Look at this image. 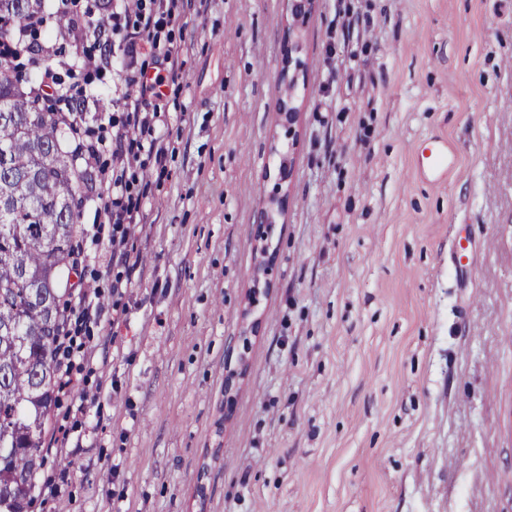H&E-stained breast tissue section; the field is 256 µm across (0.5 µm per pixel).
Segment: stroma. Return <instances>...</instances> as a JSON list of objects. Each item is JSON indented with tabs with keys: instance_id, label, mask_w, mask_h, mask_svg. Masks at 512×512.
Listing matches in <instances>:
<instances>
[{
	"instance_id": "1",
	"label": "stroma",
	"mask_w": 512,
	"mask_h": 512,
	"mask_svg": "<svg viewBox=\"0 0 512 512\" xmlns=\"http://www.w3.org/2000/svg\"><path fill=\"white\" fill-rule=\"evenodd\" d=\"M173 2L166 160L134 165V267L100 214L111 173L83 205L101 313L46 424L80 444L47 456L33 512H512V0H318L292 145L286 0ZM58 75L100 101L88 137L110 132V75ZM437 139L455 164L430 180ZM294 172V158L283 156L279 165L268 169L265 173L266 181L271 184L265 205L261 208L256 225V237L262 242H267L270 225L275 224V214H283L288 200V186Z\"/></svg>"
}]
</instances>
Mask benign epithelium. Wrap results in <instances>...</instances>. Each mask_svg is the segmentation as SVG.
I'll return each instance as SVG.
<instances>
[{"label": "benign epithelium", "mask_w": 512, "mask_h": 512, "mask_svg": "<svg viewBox=\"0 0 512 512\" xmlns=\"http://www.w3.org/2000/svg\"><path fill=\"white\" fill-rule=\"evenodd\" d=\"M316 0H288L289 23L284 41L282 63L278 72V81L287 90V95L279 103V125L284 139L296 141L297 127L301 110L296 104L295 92L299 86L300 76L304 74L305 62L300 57V30L314 11ZM294 172V158L284 156L279 165L265 173L271 189L265 205L261 208L256 223V237L268 240L271 224L275 215L285 212L288 200V186Z\"/></svg>", "instance_id": "benign-epithelium-1"}]
</instances>
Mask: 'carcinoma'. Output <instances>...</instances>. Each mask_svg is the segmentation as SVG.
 I'll list each match as a JSON object with an SVG mask.
<instances>
[{"label":"carcinoma","instance_id":"carcinoma-1","mask_svg":"<svg viewBox=\"0 0 512 512\" xmlns=\"http://www.w3.org/2000/svg\"><path fill=\"white\" fill-rule=\"evenodd\" d=\"M43 0H0L21 24ZM70 122L40 106L0 60V512H29L54 405L64 273L76 271L80 183L62 148Z\"/></svg>","mask_w":512,"mask_h":512}]
</instances>
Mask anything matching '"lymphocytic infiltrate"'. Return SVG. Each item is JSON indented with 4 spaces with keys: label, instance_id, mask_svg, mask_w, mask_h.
<instances>
[{
    "label": "lymphocytic infiltrate",
    "instance_id": "obj_1",
    "mask_svg": "<svg viewBox=\"0 0 512 512\" xmlns=\"http://www.w3.org/2000/svg\"><path fill=\"white\" fill-rule=\"evenodd\" d=\"M175 20L165 10L164 0H112V25L95 36L96 53H88L80 43L70 48V64L75 68L95 66L112 72V94L121 103V116L113 119L112 133L93 141L74 136V153L88 168L98 167L102 155L112 158V197L103 212L112 223V232L126 238L137 220L140 207L128 175L131 160L141 152L163 163L166 149L161 140H144L145 130L162 123L160 111L151 109L152 99L161 98L169 78L175 75L176 52L165 29ZM124 48L126 60H118L117 48ZM154 59L153 67L137 66L139 49Z\"/></svg>",
    "mask_w": 512,
    "mask_h": 512
}]
</instances>
